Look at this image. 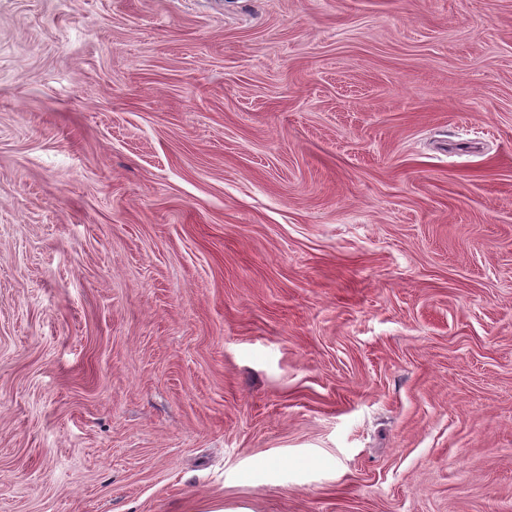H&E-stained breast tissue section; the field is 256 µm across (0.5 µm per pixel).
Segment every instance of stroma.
<instances>
[{"label": "stroma", "instance_id": "stroma-1", "mask_svg": "<svg viewBox=\"0 0 512 512\" xmlns=\"http://www.w3.org/2000/svg\"><path fill=\"white\" fill-rule=\"evenodd\" d=\"M512 512V0H0V512Z\"/></svg>", "mask_w": 512, "mask_h": 512}]
</instances>
